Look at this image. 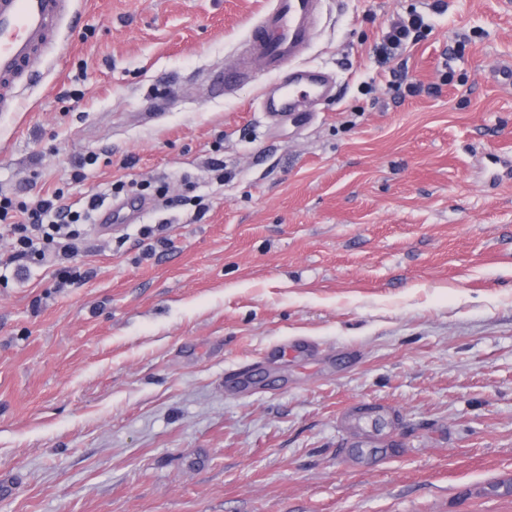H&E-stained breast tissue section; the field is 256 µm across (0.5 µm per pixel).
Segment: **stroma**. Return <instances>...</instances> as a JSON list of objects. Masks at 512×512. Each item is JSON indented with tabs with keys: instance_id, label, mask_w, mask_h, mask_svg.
<instances>
[{
	"instance_id": "stroma-1",
	"label": "stroma",
	"mask_w": 512,
	"mask_h": 512,
	"mask_svg": "<svg viewBox=\"0 0 512 512\" xmlns=\"http://www.w3.org/2000/svg\"><path fill=\"white\" fill-rule=\"evenodd\" d=\"M267 7L76 0L0 112L1 193L150 205L0 280V512H512V0H322L334 94L271 123L207 82ZM428 26L424 15L416 10L408 18L391 24L376 48L379 62L385 65L391 63L412 43L415 34Z\"/></svg>"
}]
</instances>
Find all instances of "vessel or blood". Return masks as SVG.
Returning <instances> with one entry per match:
<instances>
[{
  "instance_id": "vessel-or-blood-1",
  "label": "vessel or blood",
  "mask_w": 512,
  "mask_h": 512,
  "mask_svg": "<svg viewBox=\"0 0 512 512\" xmlns=\"http://www.w3.org/2000/svg\"><path fill=\"white\" fill-rule=\"evenodd\" d=\"M72 0H0V84L12 88L31 76L57 50L56 26L71 12ZM320 0H271L245 40L246 60L260 61L281 75L276 92L263 93L262 110L273 117L298 111L303 100L326 98L332 90L321 70L298 59L313 35Z\"/></svg>"
}]
</instances>
